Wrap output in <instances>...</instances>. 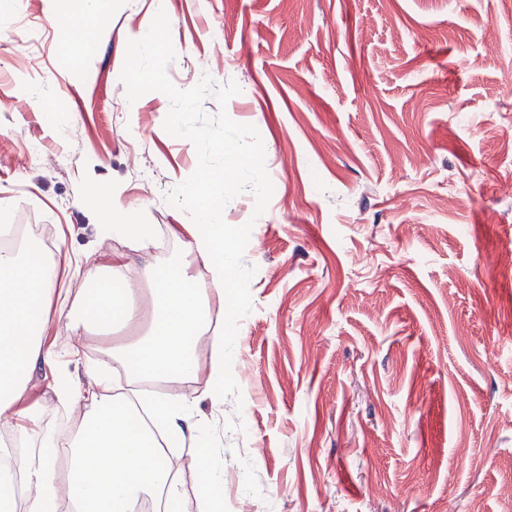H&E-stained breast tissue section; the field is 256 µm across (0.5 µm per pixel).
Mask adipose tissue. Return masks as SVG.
Here are the masks:
<instances>
[{
	"label": "adipose tissue",
	"mask_w": 512,
	"mask_h": 512,
	"mask_svg": "<svg viewBox=\"0 0 512 512\" xmlns=\"http://www.w3.org/2000/svg\"><path fill=\"white\" fill-rule=\"evenodd\" d=\"M178 208L186 221L167 228L182 246L179 259L159 274L155 235L146 224L123 220L120 209L99 227L124 237L128 252L81 271L87 287L83 304L96 317L76 313L61 284L56 258H41L36 245L19 250L13 241L24 230L0 226V415L18 445L0 448V512H14V484L23 478L28 493L24 512H134L141 500L158 499L162 512H185L182 488L163 458L166 448L197 438L204 424L192 414L195 399L185 393L180 407L155 395L150 429H130V413L111 400L105 368L87 364L85 381L63 375L50 333L66 318L74 334L109 335L116 328L140 324V331L110 347L108 355L125 364L136 378L170 375L207 383L213 400L224 385V329L212 322L224 311V224L208 192L187 186ZM210 278L202 280L197 268ZM148 285L150 302L130 297V274ZM210 337L217 353L202 367L195 353L201 337ZM61 400L82 404L86 420L76 434L60 439L40 431L45 405L33 394L38 373Z\"/></svg>",
	"instance_id": "obj_1"
}]
</instances>
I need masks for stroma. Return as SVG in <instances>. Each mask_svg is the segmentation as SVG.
<instances>
[{
	"label": "stroma",
	"mask_w": 512,
	"mask_h": 512,
	"mask_svg": "<svg viewBox=\"0 0 512 512\" xmlns=\"http://www.w3.org/2000/svg\"><path fill=\"white\" fill-rule=\"evenodd\" d=\"M176 87L241 89L274 191L253 218L240 398L195 412L170 449L187 500L224 462L221 512H512V0H166ZM155 0H0V225L45 224L61 265L123 240L93 186L158 234L197 167L163 128L167 97L128 103L127 43ZM72 97L75 106L59 110ZM456 194L439 195L446 185ZM103 362L108 338L53 329ZM240 417L242 428L226 422Z\"/></svg>",
	"instance_id": "1"
}]
</instances>
